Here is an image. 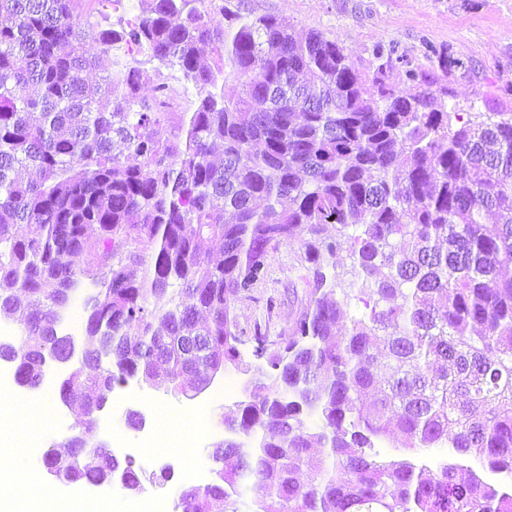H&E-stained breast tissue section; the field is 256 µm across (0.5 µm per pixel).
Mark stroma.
I'll list each match as a JSON object with an SVG mask.
<instances>
[{
  "mask_svg": "<svg viewBox=\"0 0 512 512\" xmlns=\"http://www.w3.org/2000/svg\"><path fill=\"white\" fill-rule=\"evenodd\" d=\"M224 5L232 11L275 14L296 30L321 32L369 71L380 64L373 55L376 47L392 50V62L386 69L388 82L406 93L415 91L419 84H431L445 111L466 118L481 112H512V0H224ZM74 11L81 19L93 23L105 20L117 28L139 14L141 4L140 0H129L126 7L116 10L110 0H74ZM138 66L143 94L163 83L187 99H195V89L178 70L145 56L139 57ZM408 70L415 73V81H406L404 73ZM305 251L301 236L280 245L269 262L267 281L257 287L253 299L235 304L240 329L249 333L258 326L273 339L292 335L309 300L312 268L305 260ZM353 265L349 248H341L336 254L335 296L342 299L347 317H365L369 310L361 300L362 281ZM248 380V374L230 368L191 398L135 381L113 393L106 416L136 410L148 423L158 408L177 412L189 405L212 406V429L199 441L198 452L168 448L161 453L146 450L136 456L144 493L162 492L164 486L152 481L161 470H168V484L176 487L182 468L210 467L208 453L225 436L223 418L233 417L238 402L249 398ZM229 381L236 383V392L217 398V391ZM17 393L30 399L45 396L54 402V415L41 433L46 440L65 437L82 413L79 406H65L55 390L21 387ZM375 450L387 461L408 460L430 468L444 461L455 463L481 474L501 490H512V477L492 473L485 460L457 455L451 448H402L386 437L376 440Z\"/></svg>",
  "mask_w": 512,
  "mask_h": 512,
  "instance_id": "35a3bbf8",
  "label": "stroma"
}]
</instances>
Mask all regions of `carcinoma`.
Masks as SVG:
<instances>
[{
    "label": "carcinoma",
    "mask_w": 512,
    "mask_h": 512,
    "mask_svg": "<svg viewBox=\"0 0 512 512\" xmlns=\"http://www.w3.org/2000/svg\"><path fill=\"white\" fill-rule=\"evenodd\" d=\"M143 2L116 30L82 21L73 0H0V311L19 328L0 362L38 387L74 345L58 331L62 304L91 279L84 367L59 390L83 405L85 434L97 403L134 378L175 393L186 374L240 367L234 305L306 233L309 302L278 346L254 327L249 400L224 422L239 441L210 456L224 499L190 486L176 507L226 512L252 484L261 512H512V492L476 473L373 451L398 434L405 448H452L512 475V278L500 276L512 265V112L466 120L434 107L429 85L402 95L384 66L369 76L337 42L276 15ZM88 39L99 55L84 54ZM120 47L179 68L195 107L163 111L164 84L143 99L136 66L89 86L84 72ZM226 76L241 86L234 98ZM30 166L35 183L21 177ZM326 224L363 226L350 248L366 318L327 296L325 259L344 240L321 237ZM60 447L42 463L90 483L110 476L105 447ZM304 466L314 479L301 480Z\"/></svg>",
    "instance_id": "carcinoma-1"
}]
</instances>
